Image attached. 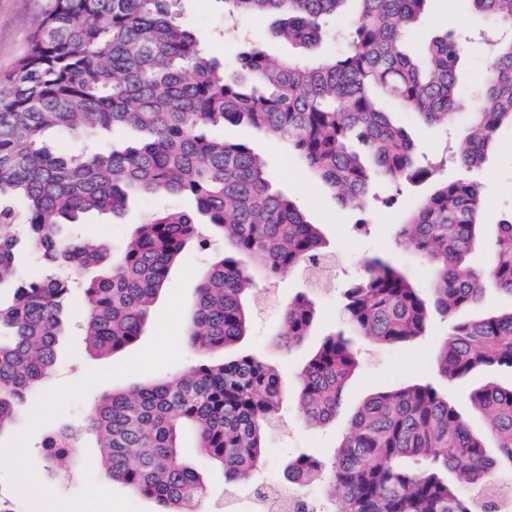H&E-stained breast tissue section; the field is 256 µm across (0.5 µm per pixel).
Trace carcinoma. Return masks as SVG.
Segmentation results:
<instances>
[{
  "label": "carcinoma",
  "mask_w": 512,
  "mask_h": 512,
  "mask_svg": "<svg viewBox=\"0 0 512 512\" xmlns=\"http://www.w3.org/2000/svg\"><path fill=\"white\" fill-rule=\"evenodd\" d=\"M178 0H46L27 48L0 93V434L15 408L56 365L65 301L83 289V326L95 356L114 355L142 336L148 315L184 249H207L219 229L221 257L197 289L186 335L201 360L163 382L98 398L85 434L101 449L112 480L163 512H195L204 478L181 454L191 435L201 454L224 470L234 491L251 481L266 455V435L288 398L276 367L256 353L207 360L247 336L257 279L274 280L327 255L320 227L275 188L267 160L244 141L205 129L246 122L288 143L338 202L363 210L376 181L425 182L408 133L387 105L426 125L457 120L464 46L436 36L421 55L404 44L427 0H225L230 12L277 16L272 35L303 47L331 36L328 18L347 3L355 19L345 49L328 60L274 57L254 44L224 71L198 33L177 17ZM494 27L512 28V0H470ZM512 128V39L488 42L484 79L467 113L457 152L459 174L437 182L396 231L398 244L423 259L428 292L396 259L364 260L344 291L342 325L320 340L299 376L297 394L311 427L336 423L359 368L355 341L399 346L424 335L431 313L448 317L437 346L448 381L512 372V306L475 314L489 290L512 295V217L496 226L485 266L470 265L486 233L482 198L471 176ZM141 134L123 149L78 156L54 152L52 132L93 140L100 132ZM131 192L190 198L191 211L157 210L139 224L118 258L103 241L63 226L94 213L124 210ZM20 227L48 269L72 275L29 280L15 263ZM316 320L311 294L288 303L276 344L304 343ZM487 418L469 415L440 386L412 382L366 397L350 414L331 461L303 454L284 478L298 492L322 485L319 512H478L473 490L512 473V385L486 381L466 397ZM75 454L84 447L68 428L50 433ZM417 467L406 464L410 458Z\"/></svg>",
  "instance_id": "cac0c4a2"
}]
</instances>
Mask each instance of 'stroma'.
Segmentation results:
<instances>
[{
  "instance_id": "1",
  "label": "stroma",
  "mask_w": 512,
  "mask_h": 512,
  "mask_svg": "<svg viewBox=\"0 0 512 512\" xmlns=\"http://www.w3.org/2000/svg\"><path fill=\"white\" fill-rule=\"evenodd\" d=\"M43 7L44 0H0V91L7 89L8 76L24 53ZM180 10L202 36L206 52L228 66L240 52L257 42L271 55L297 58L313 55L324 59L342 47L341 42L329 40L308 50L288 45L271 36V19L229 15L222 0H181ZM484 27V20L470 0H428L411 38L415 47L446 31L471 39L472 46L462 60L463 89L458 101L462 113L470 111L478 91L483 69L479 40ZM392 119L407 130L422 160H444L443 176L456 175L453 135L422 124L408 112L393 111ZM224 134L251 142L266 157L277 186L301 205L310 222L320 226L327 250L339 258L330 289L316 296L317 322L300 347L287 351L276 346L273 338L289 301L297 293L311 290L312 271L269 281V298L255 305L243 346L268 359L292 382L312 347L338 323L342 289L362 272L365 258L374 254L393 255L421 286L429 285L430 267L397 247L394 232L406 212L427 196L433 185L406 181L397 188L382 185L376 188V198L366 210H354L341 206L287 145L271 141L244 124L225 126ZM477 176L484 196L480 220L490 232L503 219L512 217L511 129L501 131ZM392 194L398 197L396 204L383 206L382 198ZM163 204L180 210L194 207L193 201L187 198L165 201L159 197L137 196L130 200L126 213L93 216L84 230L102 238L117 252L130 239L136 224ZM222 247V241L217 240L205 252L187 248L172 268L142 336L110 358H95L87 353L79 330L83 295L80 290H73L71 314L57 344V367L29 394L14 431L0 437V496L10 499L17 512H156L154 501L135 497L121 484L111 481L97 462V449L85 448L78 455L49 461L44 457L41 442L52 430L82 427L85 410L98 395L164 380L196 362L197 355L186 334L164 333L162 325L170 319L186 321L201 277ZM447 331V318L437 315L428 335L420 340L389 349L360 346V367L347 391V408H354L378 391L419 380H437L435 350ZM346 422V416L342 415L335 426L309 427L302 419L297 401H288L281 411L280 425L267 435L265 461L254 475V483H280L283 467L296 454L304 452L329 458ZM19 434L24 437L20 444L15 441ZM102 484L107 485L110 498L104 504L93 503L91 491Z\"/></svg>"
}]
</instances>
